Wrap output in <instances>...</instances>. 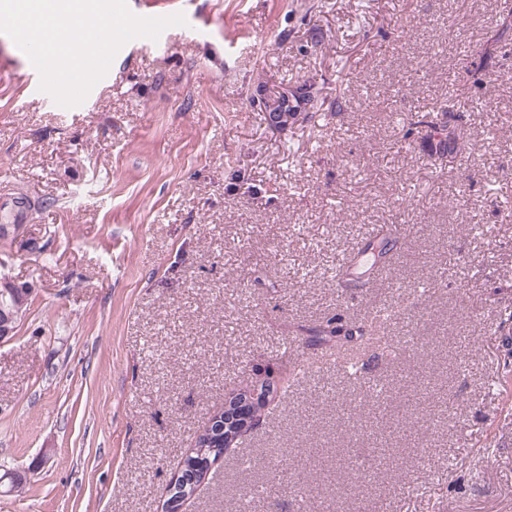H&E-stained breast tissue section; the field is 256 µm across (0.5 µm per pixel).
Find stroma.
Wrapping results in <instances>:
<instances>
[{"label": "stroma", "mask_w": 512, "mask_h": 512, "mask_svg": "<svg viewBox=\"0 0 512 512\" xmlns=\"http://www.w3.org/2000/svg\"><path fill=\"white\" fill-rule=\"evenodd\" d=\"M127 6L186 23L124 45L68 111L0 34V194L36 201L0 238V279L30 290L0 341V476H27L0 512H161L289 342L298 381L183 512H238L254 485L250 512H512V40L494 75L479 57L512 0ZM304 81L323 118L273 127L264 100ZM388 225L387 262L359 267ZM383 306L381 340L339 350L382 385L355 434L308 330ZM216 415H221V420L215 421L199 434L194 448H190L182 458L178 488L181 499H190L194 495L211 465L224 455V410Z\"/></svg>", "instance_id": "1"}]
</instances>
